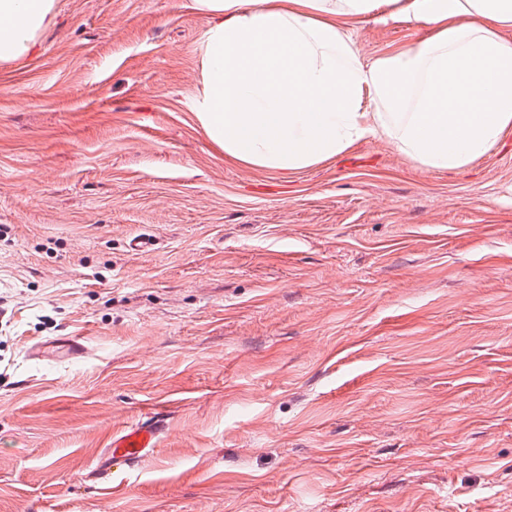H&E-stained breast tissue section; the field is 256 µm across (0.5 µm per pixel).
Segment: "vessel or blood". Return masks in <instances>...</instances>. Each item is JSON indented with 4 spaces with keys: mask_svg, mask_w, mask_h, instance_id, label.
Here are the masks:
<instances>
[{
    "mask_svg": "<svg viewBox=\"0 0 512 512\" xmlns=\"http://www.w3.org/2000/svg\"><path fill=\"white\" fill-rule=\"evenodd\" d=\"M90 354L82 338L68 336L32 344L26 351V358L36 364L52 365L85 359ZM162 429V418L152 416L115 434L108 450L111 465L102 471L104 482L112 480V465H120L126 472L132 471L143 457L154 451L160 442Z\"/></svg>",
    "mask_w": 512,
    "mask_h": 512,
    "instance_id": "vessel-or-blood-1",
    "label": "vessel or blood"
}]
</instances>
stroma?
Returning <instances> with one entry per match:
<instances>
[{"label": "stroma", "mask_w": 512, "mask_h": 512, "mask_svg": "<svg viewBox=\"0 0 512 512\" xmlns=\"http://www.w3.org/2000/svg\"><path fill=\"white\" fill-rule=\"evenodd\" d=\"M382 17L362 60L428 35ZM208 22L56 0L0 61V512H512V132L455 172L384 136L245 165L197 116ZM56 336L93 357L27 361ZM162 429L163 418L151 416L147 420L132 423L112 436V444L107 451L110 464L101 471L104 482H111L113 464L129 472L143 457L154 451L160 442Z\"/></svg>", "instance_id": "35a3bbf8"}]
</instances>
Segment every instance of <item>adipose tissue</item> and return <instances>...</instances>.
<instances>
[{
    "label": "adipose tissue",
    "instance_id": "adipose-tissue-1",
    "mask_svg": "<svg viewBox=\"0 0 512 512\" xmlns=\"http://www.w3.org/2000/svg\"><path fill=\"white\" fill-rule=\"evenodd\" d=\"M206 13L198 117L227 156L301 170L377 135L467 168L512 131V0H194ZM429 29L363 62L342 25L377 7ZM55 0H0V60L28 54Z\"/></svg>",
    "mask_w": 512,
    "mask_h": 512
}]
</instances>
